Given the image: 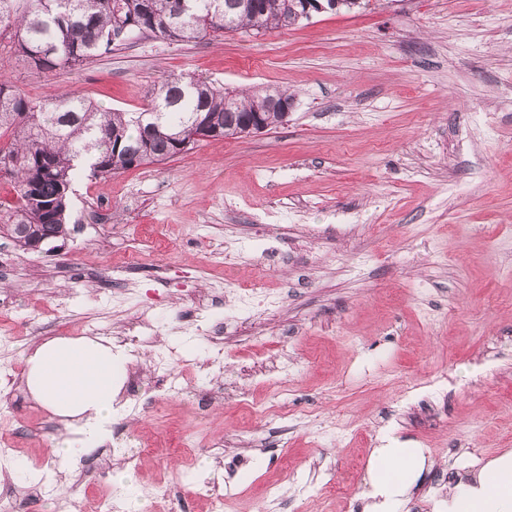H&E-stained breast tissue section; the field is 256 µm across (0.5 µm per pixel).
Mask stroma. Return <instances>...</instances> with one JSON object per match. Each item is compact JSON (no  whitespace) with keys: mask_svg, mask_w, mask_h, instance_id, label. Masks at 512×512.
<instances>
[{"mask_svg":"<svg viewBox=\"0 0 512 512\" xmlns=\"http://www.w3.org/2000/svg\"><path fill=\"white\" fill-rule=\"evenodd\" d=\"M0 75L36 103L68 90L129 112L173 77L295 94L277 129L76 174L71 232L39 250L0 236V436L77 512L104 490L164 512L161 489L206 512L195 476L233 488L232 512L272 482L280 512H360L386 433L428 458L399 512H435L466 463L512 451V0H370L258 35L142 38L49 75L0 46ZM242 285L278 307L225 318L218 299ZM143 311L157 334L130 346L140 381L111 443L59 468L22 352ZM246 404L283 415L246 421Z\"/></svg>","mask_w":512,"mask_h":512,"instance_id":"1","label":"stroma"}]
</instances>
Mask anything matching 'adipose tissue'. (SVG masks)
I'll list each match as a JSON object with an SVG mask.
<instances>
[{"instance_id": "adipose-tissue-1", "label": "adipose tissue", "mask_w": 512, "mask_h": 512, "mask_svg": "<svg viewBox=\"0 0 512 512\" xmlns=\"http://www.w3.org/2000/svg\"><path fill=\"white\" fill-rule=\"evenodd\" d=\"M23 382L66 428L55 453L62 466L106 442L125 411L119 394L129 350L105 338L57 336L25 351ZM426 468L421 449L384 445L369 460L364 512H396ZM443 512H512V452L470 470L449 494Z\"/></svg>"}]
</instances>
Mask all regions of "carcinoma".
I'll list each match as a JSON object with an SVG mask.
<instances>
[{
    "label": "carcinoma",
    "instance_id": "obj_1",
    "mask_svg": "<svg viewBox=\"0 0 512 512\" xmlns=\"http://www.w3.org/2000/svg\"><path fill=\"white\" fill-rule=\"evenodd\" d=\"M330 12H354L369 0H331ZM303 0H0V36L40 73L80 67L118 50L143 31L171 41L287 28L306 20ZM286 89L238 92L204 79H166L140 112L100 111L89 99L63 93L35 104L0 79V160L12 161L18 206L0 215L25 248L33 237L67 235L68 191L82 161L107 178L184 152L201 126L211 138H243L260 119L265 130L287 118L278 104Z\"/></svg>",
    "mask_w": 512,
    "mask_h": 512
}]
</instances>
